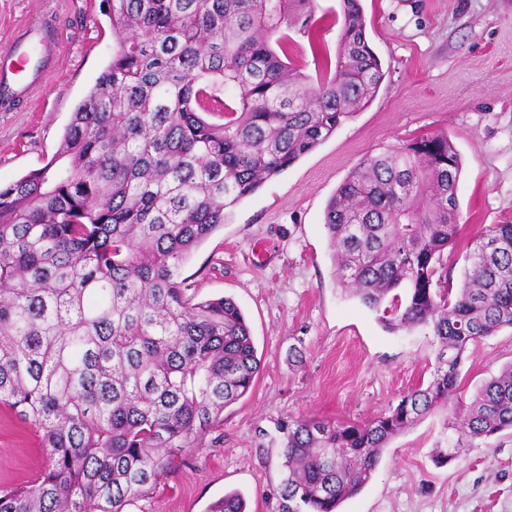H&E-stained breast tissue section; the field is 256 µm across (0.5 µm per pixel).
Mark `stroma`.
<instances>
[{"label":"stroma","instance_id":"stroma-1","mask_svg":"<svg viewBox=\"0 0 512 512\" xmlns=\"http://www.w3.org/2000/svg\"><path fill=\"white\" fill-rule=\"evenodd\" d=\"M366 38L385 73L371 103L255 194L226 210L224 226L181 270L200 300L242 310L260 370L224 410L208 445L127 512H207L229 492L248 512H277L282 424L303 416L366 422L433 378L429 331L391 333L342 291L324 228L325 208L367 155L443 133L458 150L460 231L448 263L455 279L492 224L512 221V0H362ZM106 0H0V51L36 17L59 32L55 71L13 108L0 109V185L41 168L71 115L112 59ZM340 0H317L311 36L288 56L316 75L334 57ZM512 362V329L470 346L461 395ZM455 439L443 413L391 439L372 480L340 512H512V430L476 440L456 460L435 451ZM42 451L32 430L0 407V490L31 480Z\"/></svg>","mask_w":512,"mask_h":512}]
</instances>
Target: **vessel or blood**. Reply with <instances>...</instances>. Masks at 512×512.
<instances>
[{
  "mask_svg": "<svg viewBox=\"0 0 512 512\" xmlns=\"http://www.w3.org/2000/svg\"><path fill=\"white\" fill-rule=\"evenodd\" d=\"M58 42L57 28L43 18L17 32L9 48L0 53V105L10 106L42 82L55 63Z\"/></svg>",
  "mask_w": 512,
  "mask_h": 512,
  "instance_id": "obj_1",
  "label": "vessel or blood"
}]
</instances>
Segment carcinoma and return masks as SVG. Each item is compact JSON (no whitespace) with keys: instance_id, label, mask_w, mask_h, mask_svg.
<instances>
[{"instance_id":"carcinoma-1","label":"carcinoma","mask_w":512,"mask_h":512,"mask_svg":"<svg viewBox=\"0 0 512 512\" xmlns=\"http://www.w3.org/2000/svg\"><path fill=\"white\" fill-rule=\"evenodd\" d=\"M107 2L112 60L55 154L0 186V406L43 455L34 480L0 490V512H124L204 447L261 359L237 304L195 300L180 269L384 78L359 0H341L336 59L314 81L282 42L312 38L316 0ZM461 169L447 135L422 136L364 158L329 200L339 283L388 331L429 330L435 368L368 422L282 426L278 512H338L393 437L448 410L468 347L512 328L511 221L475 241L453 289ZM449 422L444 463L512 429V363ZM208 512L246 509L231 492Z\"/></svg>"}]
</instances>
